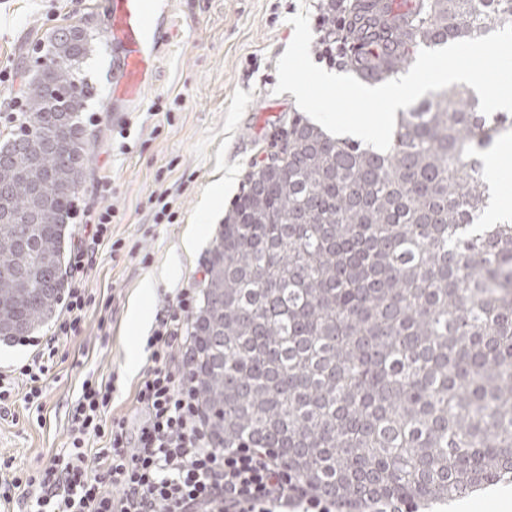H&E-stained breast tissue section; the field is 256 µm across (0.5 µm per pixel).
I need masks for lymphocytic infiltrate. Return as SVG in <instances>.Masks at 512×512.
<instances>
[{"mask_svg": "<svg viewBox=\"0 0 512 512\" xmlns=\"http://www.w3.org/2000/svg\"><path fill=\"white\" fill-rule=\"evenodd\" d=\"M86 226L70 266L63 313L51 336L25 363L0 373V418L40 413L44 391L62 364L61 350L82 335L95 302L86 286L89 246H110L111 208L74 209ZM200 293L180 289L146 340L148 364L128 418L112 412L117 375L89 373L68 406L67 448L36 468L0 461V502L18 512H342L289 474L267 448H216L192 368L191 320Z\"/></svg>", "mask_w": 512, "mask_h": 512, "instance_id": "lymphocytic-infiltrate-1", "label": "lymphocytic infiltrate"}]
</instances>
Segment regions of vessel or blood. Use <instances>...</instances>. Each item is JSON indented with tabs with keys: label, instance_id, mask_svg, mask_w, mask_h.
I'll list each match as a JSON object with an SVG mask.
<instances>
[{
	"label": "vessel or blood",
	"instance_id": "vessel-or-blood-1",
	"mask_svg": "<svg viewBox=\"0 0 512 512\" xmlns=\"http://www.w3.org/2000/svg\"><path fill=\"white\" fill-rule=\"evenodd\" d=\"M171 0H112L113 104L133 102L146 85L160 49L159 34L171 15Z\"/></svg>",
	"mask_w": 512,
	"mask_h": 512
}]
</instances>
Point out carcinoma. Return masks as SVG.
<instances>
[{"instance_id":"1","label":"carcinoma","mask_w":512,"mask_h":512,"mask_svg":"<svg viewBox=\"0 0 512 512\" xmlns=\"http://www.w3.org/2000/svg\"><path fill=\"white\" fill-rule=\"evenodd\" d=\"M512 0H352L339 67L377 85L420 47L486 36ZM93 35L51 32L62 64L27 74L19 132L0 144V341L50 321L89 165L81 73ZM82 97L62 101L60 85ZM452 85L400 114L382 152L295 113L248 175L206 259L192 317L196 379L217 448H274L337 502L451 500L512 479V221L487 224L481 155L512 140Z\"/></svg>"}]
</instances>
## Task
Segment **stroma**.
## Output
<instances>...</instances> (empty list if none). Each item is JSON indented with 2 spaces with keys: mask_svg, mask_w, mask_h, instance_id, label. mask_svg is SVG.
Segmentation results:
<instances>
[{
  "mask_svg": "<svg viewBox=\"0 0 512 512\" xmlns=\"http://www.w3.org/2000/svg\"><path fill=\"white\" fill-rule=\"evenodd\" d=\"M315 0H172L170 23L151 85L130 110L112 106V44L107 35L112 0H0V103L17 96L19 74L58 26L86 21L95 47L82 73L96 89L81 119L98 135L78 196L80 205L112 208V236L123 251L99 247L88 288L109 299L110 321L91 308L81 337L67 345L68 358L46 389L42 418L0 419V455L31 467L66 447L67 401L88 371L118 374L112 411L131 415L136 376L125 370L127 351L145 344L151 327L126 318L142 280L155 278L148 302L158 313L200 274L208 248L243 193L247 176L298 106L276 93L277 61L293 37L290 17L315 13ZM234 188L206 211L203 201L227 169ZM164 194L170 222L155 224L151 193ZM204 227L203 247L182 248L187 225Z\"/></svg>",
  "mask_w": 512,
  "mask_h": 512,
  "instance_id": "35a3bbf8",
  "label": "stroma"
}]
</instances>
